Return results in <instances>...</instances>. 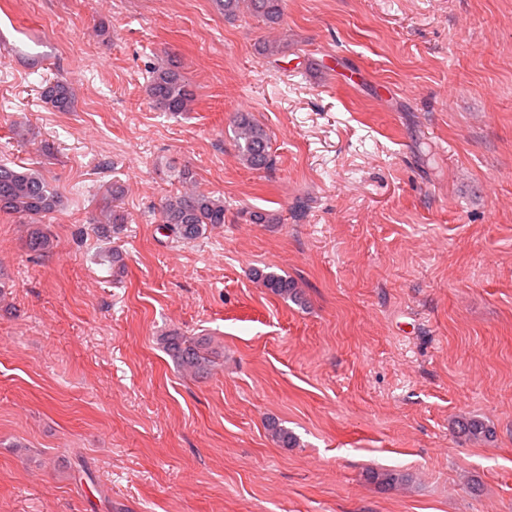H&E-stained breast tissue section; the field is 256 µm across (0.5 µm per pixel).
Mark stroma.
I'll list each match as a JSON object with an SVG mask.
<instances>
[{
  "label": "stroma",
  "instance_id": "1",
  "mask_svg": "<svg viewBox=\"0 0 512 512\" xmlns=\"http://www.w3.org/2000/svg\"><path fill=\"white\" fill-rule=\"evenodd\" d=\"M170 59L193 111L147 95ZM60 76L70 112L40 98ZM239 112L271 168L240 164ZM0 163L64 196L43 255L0 213V512H512V0H286L274 27L213 0H0ZM175 164L229 204L184 244L158 229ZM173 334L209 340L206 377ZM109 197L112 198V214H110L111 222H109L110 225H98L97 230L103 235L107 236L108 233L111 232L110 229H112V233H118L121 228L122 224H125V216L124 214L117 209V205H114V202H117L122 196H123V188L118 183H112V187L107 191ZM253 278L257 280L264 288H267L272 293L290 298L295 302L301 299L299 291L296 289L295 284L288 280V277L278 275L274 272H264L260 269H255L252 273ZM167 352L185 371L203 376L210 370L212 360L203 341L184 339L182 336H168L164 342Z\"/></svg>",
  "mask_w": 512,
  "mask_h": 512
}]
</instances>
